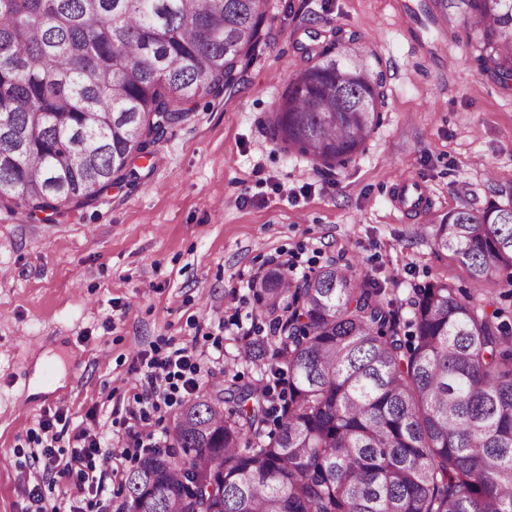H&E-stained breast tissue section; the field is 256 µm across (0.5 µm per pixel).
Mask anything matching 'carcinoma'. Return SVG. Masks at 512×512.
Returning <instances> with one entry per match:
<instances>
[{"mask_svg": "<svg viewBox=\"0 0 512 512\" xmlns=\"http://www.w3.org/2000/svg\"><path fill=\"white\" fill-rule=\"evenodd\" d=\"M478 70L512 80V0H460ZM266 0H0V202L31 218L89 205L203 96L241 84ZM426 21L448 0H423ZM291 77L269 138L344 167L380 120L356 39ZM473 291L427 282L398 306L330 262L251 286L257 378L180 406L120 512H512V204L465 201L420 229Z\"/></svg>", "mask_w": 512, "mask_h": 512, "instance_id": "obj_1", "label": "carcinoma"}]
</instances>
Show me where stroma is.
Wrapping results in <instances>:
<instances>
[{
    "label": "stroma",
    "instance_id": "obj_1",
    "mask_svg": "<svg viewBox=\"0 0 512 512\" xmlns=\"http://www.w3.org/2000/svg\"><path fill=\"white\" fill-rule=\"evenodd\" d=\"M417 4L267 0L237 91L198 100L143 180L47 220L0 203V512H34L38 496L84 506L75 477L34 461L30 432L56 409L74 430L124 431L141 353L201 352L211 394L252 380L239 332L254 322L250 276L271 257L299 276L354 264L396 301L430 281L471 288L416 230L465 200L512 202V89L479 74L460 0L426 30ZM352 37L382 71L386 103L363 153L323 175L275 145L267 122L288 80ZM403 178L426 185L429 214L396 209Z\"/></svg>",
    "mask_w": 512,
    "mask_h": 512
}]
</instances>
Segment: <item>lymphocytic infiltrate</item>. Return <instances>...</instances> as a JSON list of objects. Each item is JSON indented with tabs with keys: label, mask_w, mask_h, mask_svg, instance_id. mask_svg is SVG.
<instances>
[{
	"label": "lymphocytic infiltrate",
	"mask_w": 512,
	"mask_h": 512,
	"mask_svg": "<svg viewBox=\"0 0 512 512\" xmlns=\"http://www.w3.org/2000/svg\"><path fill=\"white\" fill-rule=\"evenodd\" d=\"M142 391L129 411L127 440H113L110 432L80 430L72 438L68 472L74 473L96 501V512H109L108 479L117 475L123 462L140 458L147 449L159 447L160 437L152 428L162 412L181 406L199 390L203 377L200 354L181 347L166 356H142Z\"/></svg>",
	"instance_id": "f902f5d3"
}]
</instances>
